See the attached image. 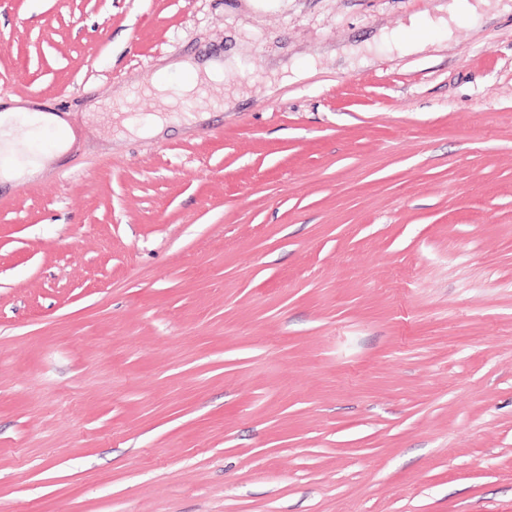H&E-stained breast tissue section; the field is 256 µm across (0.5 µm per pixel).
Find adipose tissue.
Instances as JSON below:
<instances>
[{"label": "adipose tissue", "instance_id": "ef3b65f1", "mask_svg": "<svg viewBox=\"0 0 512 512\" xmlns=\"http://www.w3.org/2000/svg\"><path fill=\"white\" fill-rule=\"evenodd\" d=\"M476 13L477 7L471 0H447L442 14L412 17L405 34L394 37V45L399 51L414 52L428 43L431 34L450 31L459 17ZM225 68L224 60L218 55L201 62L177 59L155 71L148 91L158 98L162 110L173 108L174 101L168 97L167 89L171 76L177 75L183 92L196 96L201 108L206 110L213 103L208 100L205 88L209 81L221 77ZM26 125L32 126L35 132L52 133L51 153L36 151L32 136H20V129ZM74 140L73 129L63 114L45 112L30 101L13 99L11 104L0 107V183L14 185L42 178L49 157L66 153Z\"/></svg>", "mask_w": 512, "mask_h": 512}]
</instances>
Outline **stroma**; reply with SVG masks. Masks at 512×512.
<instances>
[{
    "label": "stroma",
    "mask_w": 512,
    "mask_h": 512,
    "mask_svg": "<svg viewBox=\"0 0 512 512\" xmlns=\"http://www.w3.org/2000/svg\"><path fill=\"white\" fill-rule=\"evenodd\" d=\"M436 3L0 0L93 128L0 185V512H512V0L383 42ZM226 64L224 57L221 55L213 56L204 60L190 61L177 59L168 65L158 69L153 74L151 82L145 88L147 93H152L158 98L161 105V112H167L175 106L173 99L167 96L166 92L169 85L170 77L178 75L181 77V88L185 94L195 95L200 103L203 111L202 115H206L207 109H224V112L229 111L233 106L236 99L239 97L238 93L225 94L224 104L214 103L207 100L205 87L209 81L216 80L224 74Z\"/></svg>",
    "instance_id": "35a3bbf8"
}]
</instances>
